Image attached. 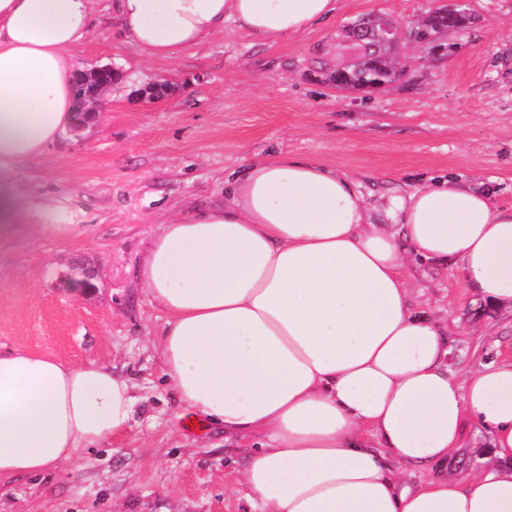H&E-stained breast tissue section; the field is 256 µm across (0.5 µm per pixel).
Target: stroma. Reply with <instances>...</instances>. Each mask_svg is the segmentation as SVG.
<instances>
[{"mask_svg":"<svg viewBox=\"0 0 512 512\" xmlns=\"http://www.w3.org/2000/svg\"><path fill=\"white\" fill-rule=\"evenodd\" d=\"M113 0L69 47L75 72L111 65L119 79L95 119L69 126L30 162L0 168L13 211L0 229V347L108 364L135 386L131 432L0 485V512H252L238 481L257 441L215 423L187 428L154 343L166 315L138 268L161 225L222 205L224 179L279 154L348 176L386 223L387 198L453 176L512 207V0H466L469 26L443 37L444 58L402 43L405 72L377 88L339 89L315 64L344 28L380 14L415 26L433 0H337L327 21L278 44L233 24L157 59L129 43ZM93 285L72 287L79 269ZM414 311L447 328L449 369L466 379L512 359V304L487 302L459 268L409 258ZM498 459L482 424L433 473Z\"/></svg>","mask_w":512,"mask_h":512,"instance_id":"1","label":"stroma"}]
</instances>
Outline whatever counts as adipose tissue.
Returning <instances> with one entry per match:
<instances>
[{"instance_id":"obj_1","label":"adipose tissue","mask_w":512,"mask_h":512,"mask_svg":"<svg viewBox=\"0 0 512 512\" xmlns=\"http://www.w3.org/2000/svg\"><path fill=\"white\" fill-rule=\"evenodd\" d=\"M123 35L164 58L231 21L263 43L302 35L336 0H114ZM92 0H0V166L27 162L74 120L68 48ZM370 220L353 181L281 154L224 183V203L162 225L139 278L166 313L154 344L183 408L260 446L240 474L255 512H512V469L411 481L444 461L466 419L512 456V360L466 379L451 339L416 317L407 254L460 265L512 301V210L451 179L388 199ZM410 251H403L399 238ZM134 386L111 366L0 349V484L132 428Z\"/></svg>"}]
</instances>
